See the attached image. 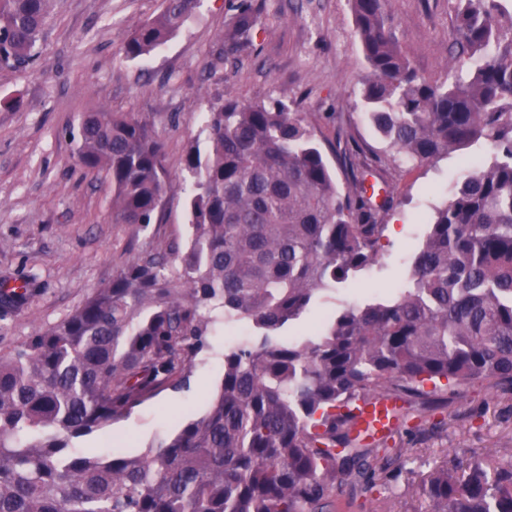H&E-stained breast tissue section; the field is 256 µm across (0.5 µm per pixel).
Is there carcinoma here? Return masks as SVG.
I'll list each match as a JSON object with an SVG mask.
<instances>
[{"label": "carcinoma", "mask_w": 512, "mask_h": 512, "mask_svg": "<svg viewBox=\"0 0 512 512\" xmlns=\"http://www.w3.org/2000/svg\"><path fill=\"white\" fill-rule=\"evenodd\" d=\"M452 0L462 76L421 78L389 0H350L367 64L361 108L383 154L434 166L484 142L426 222L408 275L344 301L309 337L276 336L320 298L380 264L385 225L365 166L342 192L298 112L234 98L206 113L210 147L190 144L195 179L185 243L146 251L60 323L0 357V512H343V482L374 487L402 453L353 434L358 401L446 409L448 389L512 390V9ZM195 0L161 11L124 47L139 59L185 23ZM54 0H0V67L33 61ZM261 6L241 0L215 63L254 44ZM77 160L112 182V223H154L168 189L163 145L145 123L84 114ZM228 344L210 408L172 438L128 456L73 442L186 377L216 327ZM434 512H512V461L459 479L431 472Z\"/></svg>", "instance_id": "cac0c4a2"}]
</instances>
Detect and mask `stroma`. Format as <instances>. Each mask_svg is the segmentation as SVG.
<instances>
[{
	"mask_svg": "<svg viewBox=\"0 0 512 512\" xmlns=\"http://www.w3.org/2000/svg\"><path fill=\"white\" fill-rule=\"evenodd\" d=\"M238 2L198 0L166 43L131 60L125 43L162 0H55L35 60L0 70V292L26 289L19 305L0 307V356L35 328L62 321L140 251L186 240L192 179L185 151L204 141L202 114L216 101H281L302 113L340 189L351 188L362 148L379 141L355 103L367 64L349 0H264L253 48L211 67ZM391 12L419 74L444 80L454 53L451 0H391ZM11 98L19 108L4 107ZM97 107L147 122L165 146L170 185L153 224L113 223L111 181L77 162L81 116ZM459 166L456 153L434 167L382 161L392 204L379 217L386 226L380 265L359 276L361 297L406 277L425 230L420 217L446 198ZM225 345L216 331L181 386L145 399L84 445L118 441L123 453L137 454L175 435L216 395ZM425 419L394 431L391 443L403 456L376 471L373 492H359L357 479L344 482L354 512H431L422 482L435 467L463 477L472 462L493 468L512 460V390L477 383Z\"/></svg>",
	"mask_w": 512,
	"mask_h": 512,
	"instance_id": "35a3bbf8",
	"label": "stroma"
}]
</instances>
